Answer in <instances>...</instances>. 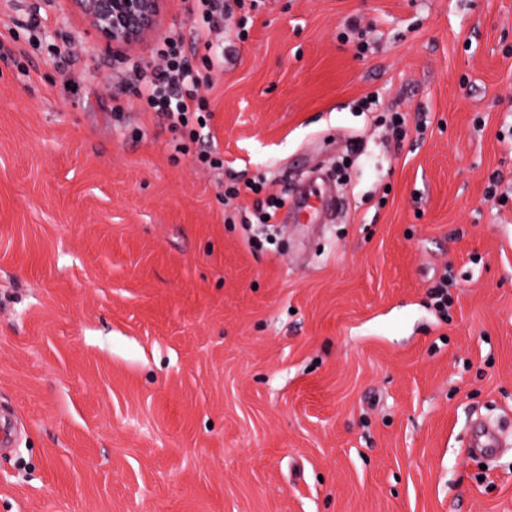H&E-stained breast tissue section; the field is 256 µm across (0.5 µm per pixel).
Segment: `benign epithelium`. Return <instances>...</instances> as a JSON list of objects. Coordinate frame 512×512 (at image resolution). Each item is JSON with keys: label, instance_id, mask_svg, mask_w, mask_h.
Wrapping results in <instances>:
<instances>
[{"label": "benign epithelium", "instance_id": "1", "mask_svg": "<svg viewBox=\"0 0 512 512\" xmlns=\"http://www.w3.org/2000/svg\"><path fill=\"white\" fill-rule=\"evenodd\" d=\"M167 0H69L114 52L133 51L157 33Z\"/></svg>", "mask_w": 512, "mask_h": 512}]
</instances>
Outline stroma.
I'll return each mask as SVG.
<instances>
[{
  "label": "stroma",
  "instance_id": "stroma-1",
  "mask_svg": "<svg viewBox=\"0 0 512 512\" xmlns=\"http://www.w3.org/2000/svg\"><path fill=\"white\" fill-rule=\"evenodd\" d=\"M43 13L0 0V512H512V449H465L479 417L512 440V0L237 11L192 60L221 169L115 119L122 54ZM317 168L333 223L224 203ZM432 305L442 315L447 316L448 308L452 303V296L448 291V271L440 277L439 281L431 288Z\"/></svg>",
  "mask_w": 512,
  "mask_h": 512
}]
</instances>
